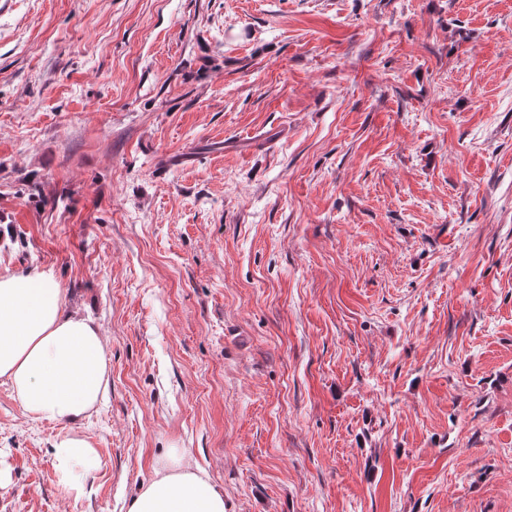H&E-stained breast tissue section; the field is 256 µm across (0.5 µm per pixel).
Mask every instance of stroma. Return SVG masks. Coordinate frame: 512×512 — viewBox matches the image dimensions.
Wrapping results in <instances>:
<instances>
[{"label": "stroma", "mask_w": 512, "mask_h": 512, "mask_svg": "<svg viewBox=\"0 0 512 512\" xmlns=\"http://www.w3.org/2000/svg\"><path fill=\"white\" fill-rule=\"evenodd\" d=\"M7 270L108 387L0 381V512H512V0H0ZM93 452L88 441L70 434L63 435L55 447V475L59 483L67 485L70 466L76 459L88 458ZM127 512H224V495L173 450L133 494Z\"/></svg>", "instance_id": "1"}]
</instances>
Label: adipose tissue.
<instances>
[{
	"label": "adipose tissue",
	"mask_w": 512,
	"mask_h": 512,
	"mask_svg": "<svg viewBox=\"0 0 512 512\" xmlns=\"http://www.w3.org/2000/svg\"><path fill=\"white\" fill-rule=\"evenodd\" d=\"M106 350L98 328L66 309L51 272L0 274V379L27 413L84 417L107 385ZM128 512H224V496L174 451L133 494Z\"/></svg>",
	"instance_id": "adipose-tissue-1"
}]
</instances>
